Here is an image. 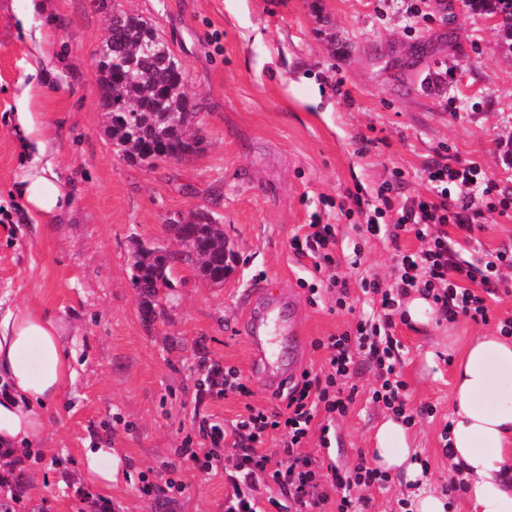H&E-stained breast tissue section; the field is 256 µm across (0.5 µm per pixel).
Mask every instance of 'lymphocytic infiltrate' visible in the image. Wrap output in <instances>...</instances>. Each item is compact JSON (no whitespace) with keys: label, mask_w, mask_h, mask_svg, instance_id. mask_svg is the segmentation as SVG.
Returning <instances> with one entry per match:
<instances>
[{"label":"lymphocytic infiltrate","mask_w":512,"mask_h":512,"mask_svg":"<svg viewBox=\"0 0 512 512\" xmlns=\"http://www.w3.org/2000/svg\"><path fill=\"white\" fill-rule=\"evenodd\" d=\"M427 181V195L409 202L395 204L394 187L388 184L379 190L376 203L357 196L352 207L338 212L342 218H357L359 226L370 235L388 232L392 243L408 235L421 241L420 250L399 255L392 287H383L376 279L364 277L352 283L337 277L332 255L337 243L335 225L311 224L304 234L293 237L294 253L312 264L315 280L309 285L310 291H317L322 283L338 289L336 305L341 308L355 286L363 294L377 297L380 308L359 319L355 327L316 339L314 346L324 351L327 370L321 377L303 374L301 382L289 388L284 407L248 406L246 416L229 431L220 424L202 421L199 434L208 442V449H178L179 457L208 473L218 461V448L227 442L237 448L235 461L224 471V480L233 489L224 499V512H261L252 491L269 484L304 512H359L362 501L352 496V489L386 483L385 473L369 467L362 457L352 476L336 472L330 481H323L316 460L304 454L302 447L312 421L319 415H327L329 421L348 411L355 391L347 387L346 380L359 356L376 364L381 372L372 400L391 409L404 424H414L415 416L408 413L404 400L407 384L395 376L398 349L392 334L395 318L402 312V300L411 292L430 298L440 318L492 323L499 335H512V315L495 320L489 309L490 300L497 297L504 284L500 268L512 267V248L499 247L490 252L480 275L473 267L459 264L453 249L456 236L471 233L475 199L480 194H491L492 180L473 162L455 167L437 162L428 167ZM395 206L400 209L397 219L384 224V216ZM328 421L320 426V442L325 446L330 443ZM272 439L279 442L278 452L266 450L267 441Z\"/></svg>","instance_id":"obj_1"}]
</instances>
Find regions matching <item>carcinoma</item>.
Segmentation results:
<instances>
[{"label":"carcinoma","mask_w":512,"mask_h":512,"mask_svg":"<svg viewBox=\"0 0 512 512\" xmlns=\"http://www.w3.org/2000/svg\"><path fill=\"white\" fill-rule=\"evenodd\" d=\"M470 2L489 14L503 15L502 25L512 30V0ZM101 56L105 60L97 69L105 133L122 158L131 165H151L190 148L186 133L195 113L184 92V71L154 26L138 14L113 12ZM176 239L188 245L177 252L135 245L134 285L146 319L163 310L175 262L191 266L216 286L224 284L232 270V253L223 248L224 225L209 213L197 212V221L182 225Z\"/></svg>","instance_id":"1"}]
</instances>
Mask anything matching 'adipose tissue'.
<instances>
[{"label": "adipose tissue", "instance_id": "obj_1", "mask_svg": "<svg viewBox=\"0 0 512 512\" xmlns=\"http://www.w3.org/2000/svg\"><path fill=\"white\" fill-rule=\"evenodd\" d=\"M23 91L17 127L32 153L22 177L21 199L41 224L57 223L70 194L49 159L50 140L39 133ZM64 328L56 319L25 308L0 314V447L27 451L39 441L72 376ZM448 461L463 480L470 512H512V337L496 333L471 337L454 372ZM411 436L401 421L385 417L371 438L374 466L407 483L417 482ZM82 475L108 491L117 473L113 449L86 448Z\"/></svg>", "mask_w": 512, "mask_h": 512}]
</instances>
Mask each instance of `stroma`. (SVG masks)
I'll return each instance as SVG.
<instances>
[{
    "instance_id": "stroma-1",
    "label": "stroma",
    "mask_w": 512,
    "mask_h": 512,
    "mask_svg": "<svg viewBox=\"0 0 512 512\" xmlns=\"http://www.w3.org/2000/svg\"><path fill=\"white\" fill-rule=\"evenodd\" d=\"M410 6L424 21L410 22ZM115 10L153 24L185 70L197 114L186 159L132 166L105 133L97 63ZM29 86L72 193L55 224H36L17 192L28 157L15 112ZM437 161L479 163L496 185L477 198L481 228L457 247L458 261L474 265L481 249L512 247V220L488 208L512 198V33L469 0H0V213L9 217L0 223V307L60 320L74 354L36 459L0 497L18 496L16 512H76L88 488L81 452L102 447L120 452L113 512H224L231 487L223 470L200 472L176 450L188 439L204 447L201 420L229 428L246 404H271L236 333L240 293L307 278L310 260L290 247L305 224H337L338 276L392 285L396 247L337 219L334 204L349 190L375 201L391 181L399 200L426 194L425 171ZM198 211L223 224L233 270L215 287L178 266L168 318L144 320L134 244L176 249L167 219ZM298 295L307 343L297 369L319 374L325 357L314 340L372 305L356 287L342 311L335 292L302 287ZM485 331L460 319L425 331L400 322L393 332L415 415L413 446L437 491L455 475L441 438L452 364ZM439 350L443 361L426 367V352ZM215 364L238 368L250 398L212 394L205 377ZM377 377L356 359L349 381L358 392L329 447L311 427L305 450L323 466L347 475L367 453L388 414L370 399ZM425 406L432 415L422 414ZM170 462L187 486L173 503L143 490L147 481L164 485Z\"/></svg>"
}]
</instances>
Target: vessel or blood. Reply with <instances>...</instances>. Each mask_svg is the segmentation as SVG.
<instances>
[{"instance_id":"obj_1","label":"vessel or blood","mask_w":512,"mask_h":512,"mask_svg":"<svg viewBox=\"0 0 512 512\" xmlns=\"http://www.w3.org/2000/svg\"><path fill=\"white\" fill-rule=\"evenodd\" d=\"M241 301L246 315L238 331L260 366V380L267 395L276 397L293 374L282 363L284 353L303 348L298 298L294 292L266 287L245 289Z\"/></svg>"}]
</instances>
